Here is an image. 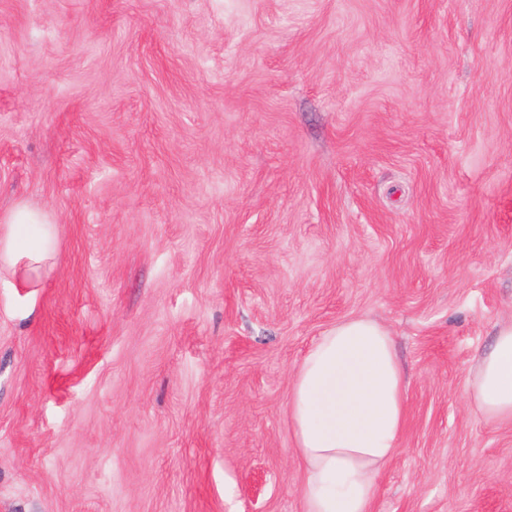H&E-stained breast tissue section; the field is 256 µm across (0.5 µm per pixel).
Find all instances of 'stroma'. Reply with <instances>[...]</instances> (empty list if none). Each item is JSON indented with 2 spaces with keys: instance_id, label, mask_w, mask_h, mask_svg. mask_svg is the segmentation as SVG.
<instances>
[{
  "instance_id": "obj_1",
  "label": "stroma",
  "mask_w": 512,
  "mask_h": 512,
  "mask_svg": "<svg viewBox=\"0 0 512 512\" xmlns=\"http://www.w3.org/2000/svg\"><path fill=\"white\" fill-rule=\"evenodd\" d=\"M0 512H303L292 374L407 378L374 512H512L466 376L512 319V0H0ZM264 473L259 495L246 488ZM43 214L17 208L12 211L0 235V271L2 267L26 281L27 273L45 262L54 249V235ZM34 229L26 236L24 231Z\"/></svg>"
}]
</instances>
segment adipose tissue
Listing matches in <instances>:
<instances>
[{
    "label": "adipose tissue",
    "instance_id": "ef3b65f1",
    "mask_svg": "<svg viewBox=\"0 0 512 512\" xmlns=\"http://www.w3.org/2000/svg\"><path fill=\"white\" fill-rule=\"evenodd\" d=\"M54 235L43 214L18 208L0 234V267L16 277L45 262ZM406 378L389 329L351 318L326 330L297 366L288 402L305 472L304 512H372L375 478L397 453ZM468 402L512 423V321L468 373Z\"/></svg>",
    "mask_w": 512,
    "mask_h": 512
}]
</instances>
